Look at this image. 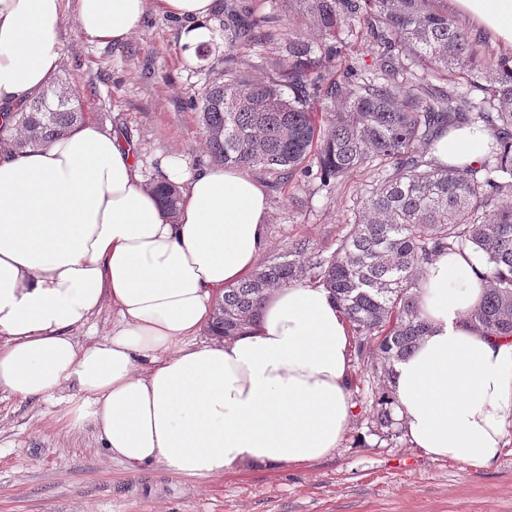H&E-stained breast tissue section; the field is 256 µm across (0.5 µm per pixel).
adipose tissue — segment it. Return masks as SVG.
Segmentation results:
<instances>
[{"mask_svg": "<svg viewBox=\"0 0 512 512\" xmlns=\"http://www.w3.org/2000/svg\"><path fill=\"white\" fill-rule=\"evenodd\" d=\"M189 18L181 43L211 38L215 0H161ZM512 49V0H450ZM147 0H77L82 35L120 41ZM62 0H0V112L23 107L59 68ZM488 131L438 139L441 163L477 164ZM137 146L88 123L51 143L0 151V390L61 398L69 428H93L131 467L163 464L209 478L241 466L332 456L349 429L352 332L322 287L274 289L233 339L197 337L225 288L250 275L265 246L268 202L251 173L161 160L182 203L169 217L139 171ZM470 252H445L418 290L429 325L390 383L412 446L473 467L512 435V337L474 331L483 284ZM106 336L74 340L104 306Z\"/></svg>", "mask_w": 512, "mask_h": 512, "instance_id": "adipose-tissue-1", "label": "adipose tissue"}]
</instances>
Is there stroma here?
I'll list each match as a JSON object with an SVG mask.
<instances>
[{"label": "stroma", "instance_id": "stroma-1", "mask_svg": "<svg viewBox=\"0 0 512 512\" xmlns=\"http://www.w3.org/2000/svg\"><path fill=\"white\" fill-rule=\"evenodd\" d=\"M217 4L210 19L217 51L202 61L187 56L179 40L183 21L161 11L157 0H148L139 28L118 42L79 33L76 0H63L55 77L77 91L88 120L137 143L145 179L158 177L159 160L176 153L192 166L211 165L187 101L225 68L219 48L227 16L272 18L276 33L267 44L240 48L239 70L261 76L288 67L285 35L296 11L283 0ZM372 176L360 168L329 191L293 182L269 192L261 261L299 240L311 251L333 252ZM387 385V374L352 358L355 413L332 457L206 479L173 475L160 463L129 468L92 429L65 428L59 407L1 392L0 512H512V444L474 468L412 447L403 425L388 435L374 431L370 406Z\"/></svg>", "mask_w": 512, "mask_h": 512}]
</instances>
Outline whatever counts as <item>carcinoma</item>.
<instances>
[{
  "label": "carcinoma",
  "mask_w": 512,
  "mask_h": 512,
  "mask_svg": "<svg viewBox=\"0 0 512 512\" xmlns=\"http://www.w3.org/2000/svg\"><path fill=\"white\" fill-rule=\"evenodd\" d=\"M290 2L319 39L288 32L292 62L277 76L232 67L237 44L274 38L265 19L224 25L226 70L193 99L210 156L261 173L276 190L294 180L328 188L361 167L377 177L333 253L291 244L224 289L209 332L233 337L259 317L272 289L318 283L342 308L361 358L388 373L429 331L417 295L426 265L441 252L470 250L484 293L468 321L484 336L512 337V52L448 14V0ZM355 21L378 47L364 72L342 65ZM458 122L492 132L476 166L427 157L439 132ZM85 123L78 99L54 83L0 125V151L45 145ZM150 186L176 217L178 187ZM394 406L387 390L375 399L377 429L395 425Z\"/></svg>",
  "instance_id": "carcinoma-1"
}]
</instances>
